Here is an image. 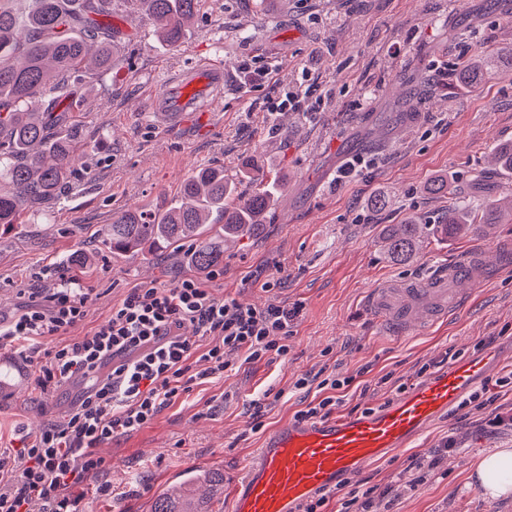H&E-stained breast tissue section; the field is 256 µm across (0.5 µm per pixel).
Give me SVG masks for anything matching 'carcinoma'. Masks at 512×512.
Returning <instances> with one entry per match:
<instances>
[{
    "mask_svg": "<svg viewBox=\"0 0 512 512\" xmlns=\"http://www.w3.org/2000/svg\"><path fill=\"white\" fill-rule=\"evenodd\" d=\"M0 0V227L22 221L26 207L60 198L72 184V163L84 150L79 122L64 103L72 81L94 67L112 68V0H31L27 28H16L9 7ZM164 41L184 43L198 0H141ZM482 57L458 68L459 80L478 87ZM44 94L42 110L33 99ZM492 163L512 172V143L496 148ZM248 193L224 177V167L197 169L184 183L180 200L162 216L125 212L108 225L106 243L114 254L137 253L147 244L179 252L191 245L188 264L199 271L224 260V245L264 226L271 192L252 182ZM222 219L220 240L201 239L212 216ZM512 221V207L491 200L474 207L464 197L448 206V216L430 227L408 218L390 224L382 240L390 257L405 262L419 254L424 238L472 233L485 225ZM152 512H207L179 495L159 496Z\"/></svg>",
    "mask_w": 512,
    "mask_h": 512,
    "instance_id": "carcinoma-1",
    "label": "carcinoma"
}]
</instances>
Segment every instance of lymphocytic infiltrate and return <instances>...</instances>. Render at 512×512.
<instances>
[{"mask_svg":"<svg viewBox=\"0 0 512 512\" xmlns=\"http://www.w3.org/2000/svg\"><path fill=\"white\" fill-rule=\"evenodd\" d=\"M262 289L270 298L255 308L214 296L194 277L172 287L143 284L113 305L92 338L47 352L38 387L46 392L79 382L84 389L67 415L35 440L0 451V512H87L79 487L102 469L99 445L140 432L193 384L223 378L229 356L286 357L300 308L273 296V283ZM92 294L91 285L64 273L55 287L31 289L26 307L0 324V346L37 353L40 339L86 317ZM350 383L336 374L298 378L295 389L314 387L319 396L296 411V420L330 417L342 404L336 390Z\"/></svg>","mask_w":512,"mask_h":512,"instance_id":"f902f5d3","label":"lymphocytic infiltrate"}]
</instances>
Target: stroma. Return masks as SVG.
<instances>
[{
  "label": "stroma",
  "mask_w": 512,
  "mask_h": 512,
  "mask_svg": "<svg viewBox=\"0 0 512 512\" xmlns=\"http://www.w3.org/2000/svg\"><path fill=\"white\" fill-rule=\"evenodd\" d=\"M113 62L86 71L69 106L94 151L71 189L54 204L26 208L24 221L0 229V320L27 302V288L53 287L72 256L94 254L83 279L94 288L86 318L53 349L91 336L131 288L172 286L193 275L183 254L113 257L103 239L125 211L152 215L180 196L199 167L234 175L251 162L281 185L260 236L224 252L213 293L260 306L263 282L301 306L288 355L231 361L223 378L193 385L147 428L103 444L101 472L82 486L92 512H151L158 495L185 485L210 512H231L229 485L245 472L267 431L293 418L297 378L327 369L351 377L340 416L364 413L420 383L423 366L447 355L455 363L495 351V376L512 372V272L462 290L460 309L435 324L393 334L371 311L376 289L432 284L464 254L512 245V223L486 236L433 240L412 262L392 261L384 225L412 217L437 224L448 200L427 193L446 177L473 204L502 196L512 174L486 175L493 148L512 141V0H198L184 43L158 38L139 0H112ZM492 44L499 70L470 88L454 74L458 60ZM223 55L229 70L208 120L186 114L172 125L147 112L171 71ZM266 68L260 83L242 65ZM290 90L306 93L307 111H273ZM365 165L341 178L352 158ZM486 184H479V175ZM384 195L376 209L371 200ZM38 368L19 349H0V448L36 437L60 419L83 390L52 393L35 383ZM265 397L261 428L253 399ZM455 450L435 471L410 459L447 438ZM512 448V423L491 428L480 413L451 408L408 447L368 466L371 512H512V496L485 497L473 479L482 451ZM359 480V481H360ZM108 485L110 495L97 492ZM397 489L387 495L386 487Z\"/></svg>",
  "instance_id": "35a3bbf8"
}]
</instances>
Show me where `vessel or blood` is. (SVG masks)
Wrapping results in <instances>:
<instances>
[{
  "mask_svg": "<svg viewBox=\"0 0 512 512\" xmlns=\"http://www.w3.org/2000/svg\"><path fill=\"white\" fill-rule=\"evenodd\" d=\"M225 64L217 56L166 81L147 109L178 123L188 112L208 113L214 95L224 85ZM512 268V252L502 251L496 268L482 266L479 252L454 263L446 280L428 288L396 291L385 288L370 300L371 309L388 320L393 331L412 330L410 301L427 306L431 315H443L460 300L452 281L474 274ZM494 356L469 358L448 365L429 381L367 416H336L323 421L288 420L269 431L233 493V512H300L315 493L334 489L342 478L356 479L366 465L395 453L456 402L477 382L488 379Z\"/></svg>",
  "mask_w": 512,
  "mask_h": 512,
  "instance_id": "b4317fda",
  "label": "vessel or blood"
}]
</instances>
